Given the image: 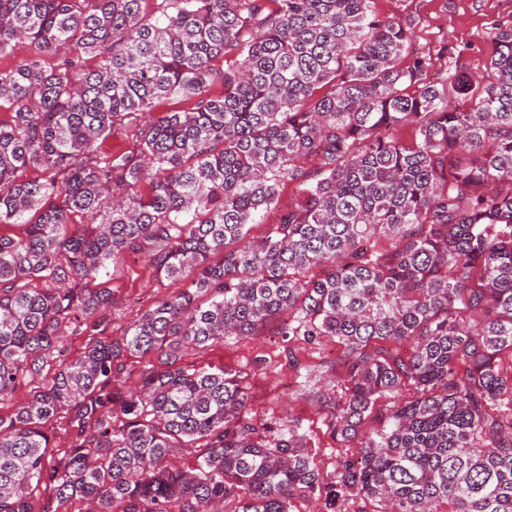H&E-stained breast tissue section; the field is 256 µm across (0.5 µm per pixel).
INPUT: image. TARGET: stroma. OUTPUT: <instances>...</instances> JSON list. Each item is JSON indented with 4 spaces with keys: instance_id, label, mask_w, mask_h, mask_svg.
Instances as JSON below:
<instances>
[{
    "instance_id": "obj_1",
    "label": "stroma",
    "mask_w": 512,
    "mask_h": 512,
    "mask_svg": "<svg viewBox=\"0 0 512 512\" xmlns=\"http://www.w3.org/2000/svg\"><path fill=\"white\" fill-rule=\"evenodd\" d=\"M383 16L413 17V49L431 54L439 68L457 62L477 81H484L495 50L492 29L512 21V0H374ZM113 334L138 313L177 285L151 276L145 257H131L111 271ZM287 347L281 337L265 335L228 338L219 344L187 350L182 363L216 367L239 373L249 395L251 417L283 429L289 420H300L307 435L311 459L322 474H330L345 444L333 438L326 426L318 392L344 377L339 363L342 347L327 338L317 345L295 343L299 368L288 366Z\"/></svg>"
}]
</instances>
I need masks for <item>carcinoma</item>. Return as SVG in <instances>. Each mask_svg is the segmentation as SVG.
Returning a JSON list of instances; mask_svg holds the SVG:
<instances>
[{"label": "carcinoma", "instance_id": "cac0c4a2", "mask_svg": "<svg viewBox=\"0 0 512 512\" xmlns=\"http://www.w3.org/2000/svg\"><path fill=\"white\" fill-rule=\"evenodd\" d=\"M145 2L0 0V57L39 51L0 69V225L22 227L0 233V401L55 368L0 416V512H292L311 496L323 512H512V23L476 84L410 50L414 20L373 0ZM169 97L189 108L153 115ZM285 182L299 201L249 237ZM142 252L190 286L114 336L110 269ZM74 332L88 340L66 360ZM267 333L343 348L347 380L319 400L359 448L327 477L299 424L253 423L236 374L180 365ZM133 354L161 368L120 387ZM194 445V466L169 467ZM54 371L55 368L51 369L48 373L44 371L42 376L23 378L18 384L12 399L0 403V416L4 418L10 416L18 405L24 403L31 396L32 391L50 380ZM53 440H52V452L55 457H62L71 448L73 432L68 423V419H57L52 423L51 428Z\"/></svg>", "mask_w": 512, "mask_h": 512}]
</instances>
